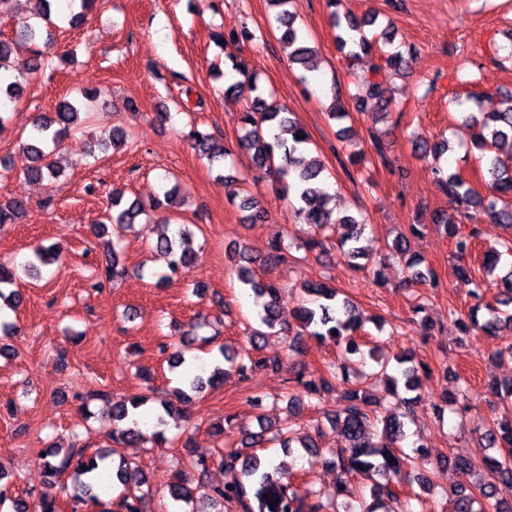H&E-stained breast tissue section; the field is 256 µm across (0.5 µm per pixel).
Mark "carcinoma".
Instances as JSON below:
<instances>
[{
	"label": "carcinoma",
	"instance_id": "carcinoma-1",
	"mask_svg": "<svg viewBox=\"0 0 512 512\" xmlns=\"http://www.w3.org/2000/svg\"><path fill=\"white\" fill-rule=\"evenodd\" d=\"M54 0H35L34 12L30 19L20 27L17 37L12 40L0 39V129L5 127L9 107L20 100L25 88L42 70L53 67L54 58L37 52L29 66L30 76H8L12 70V56L18 49L37 42L54 41V30L59 28L58 18L53 15ZM276 8L274 16L281 37L294 46L289 53L291 64L305 70L313 71L309 66L312 48L301 39L295 27V16L290 10L291 0H269ZM332 8L331 17L336 29L342 31L337 36L340 49L346 56L358 58L375 52V44H387L392 41L389 30L383 29L377 38L368 37L363 29L376 23V16L367 14L358 18L352 11H340V0H327ZM231 70L242 76L225 89V94H247L250 106L239 113L237 123L243 134L239 146L252 153L257 170L272 173L278 190L284 195H293L297 203L296 212L303 223L317 230H334L338 226L346 229L339 238L343 253L351 260L361 259L367 255L366 248L360 245L366 228L357 217L343 215L333 217V210L327 207V199L317 184L320 182L323 167L307 159L309 139L304 129L297 125L286 109L269 100V94L258 83L257 76L248 65L236 58L230 59ZM365 94L353 97L359 107L374 102L384 117L391 115L392 97L387 89L374 79L364 85ZM96 98L90 87L80 90V97L73 100L64 99L55 105L52 111L38 118L23 144V153L28 165L23 168L25 179L34 182H53L61 175L60 161L56 151L70 132L82 123L81 114L84 101ZM472 123L478 127V136L474 138V147L480 152L489 175L491 196L482 197L471 189L464 187L459 174L446 170L439 165L431 168L434 179L448 199L461 208L464 218L474 217V213L483 212L496 224L512 226V204L498 201L512 196V96L504 97L499 105L490 112L481 113V119ZM190 138L201 156L213 162L226 159L231 152L218 140L200 130L190 131ZM424 158L432 157L437 161L448 151L443 141L417 145ZM27 210V201L13 197L0 201V226L12 224L23 216ZM146 213L145 207L137 200H125V191L115 187L109 205L99 220V225L112 226L114 235H120L136 219ZM437 227L454 242L458 264L455 275L458 281L468 287L471 306L466 315L456 318L462 333L480 331L488 336H496L503 329L512 326V269L501 275L497 273L499 258L493 254L484 256V274L477 277L470 267L463 264L467 255L474 248L476 232L466 235L460 225L450 224L444 217L434 218ZM154 248L167 258L168 272L165 278L181 277L193 267L196 256L189 252L187 242L192 231L187 224H171L162 219L158 224ZM242 265L239 267V282L249 287L257 297L263 299L260 325L264 329L250 328L248 331L252 350L239 352L226 346L219 347L224 364H216L206 377L197 374L186 378L184 386L177 394L202 392L234 375L240 382L246 381L250 373L259 367L277 369L282 364L278 353L266 355L259 353V340L264 338L266 330H285L281 322L280 287L271 280H258L253 261L247 257L245 250L238 249ZM288 246L278 240L271 244L267 254L261 260L264 267L274 266L287 258ZM59 260V254L51 248H37L33 259L27 262L28 270H36L40 265H48ZM125 275V267L120 265L117 253L106 263L99 277L90 283L91 288H100L105 284H114ZM17 271L14 267L0 263V299H9L19 303L16 293L5 294L4 290L15 284ZM407 281L437 287V281L430 270L421 268L420 259L411 256L406 260ZM495 288L497 294L494 302L486 301L488 290ZM308 299L297 309L296 319L299 327L308 336L328 340L340 349V355L329 371V377L307 379L302 373L294 377L296 383L307 397L312 398L321 390L332 386L336 381L346 386L344 404L328 419L329 426L336 430L345 441L342 448L319 447L316 438L309 433H295L285 426L277 430L272 437H267L270 427L261 423L259 430L250 432L241 441V447L250 449L248 453L229 451L222 453L219 460L189 455L188 463L200 475H205L214 463H219L224 470L234 473V478L221 485L208 487L203 496L211 501L223 504L220 512H339L337 500L348 491L351 478L356 474L374 473L378 481L370 488L371 501L362 500L357 505H345L344 512H378L380 502L393 500L398 504V512H426L421 493L430 492L432 479L430 474L416 471V464L410 456L398 449L397 444L405 436L404 419L413 413L414 399L400 396L415 391L422 377L432 373L429 364L415 360L411 354H401L389 360L378 356L379 347L369 350L371 358L377 364L375 375L385 382L387 395L395 400L400 411L384 417L377 414V402L371 398L360 384L350 382L348 362L351 356L360 352L361 343L357 332L363 326L362 315L357 306L340 293L324 284H313L303 289ZM159 352L167 356L170 366L180 367L184 361L181 349L170 343L158 345ZM148 396L136 395L123 398L112 404V419L120 422L134 415L146 404ZM485 440L491 448L512 449V419L494 422L485 430ZM113 441L119 445L136 446L150 441L163 439V433L156 431L150 435L139 428H118L112 431ZM280 442L283 448H301L306 453L324 458L326 466L336 470L334 490H324L308 485L300 488L290 481V476L283 475L272 461L260 456L255 449L265 447L268 440ZM39 456L44 473L52 478H60L66 471L73 472V503H82L84 498L92 495L94 490L103 486L108 478L104 461L116 454H87L83 448H72L64 456H59L56 448L42 449ZM443 465L451 466L463 477L453 492V512H512V504L506 496L512 497V456L499 454L490 456L480 462L462 455H455L443 460ZM124 490L112 499L111 508L105 512H143V496L135 494L147 483L145 473L138 467H131L127 461L119 462L115 474ZM418 486L420 492L412 491ZM170 497L176 502L190 503L195 488L188 485L182 471L174 474V480L168 486Z\"/></svg>",
	"mask_w": 512,
	"mask_h": 512
}]
</instances>
